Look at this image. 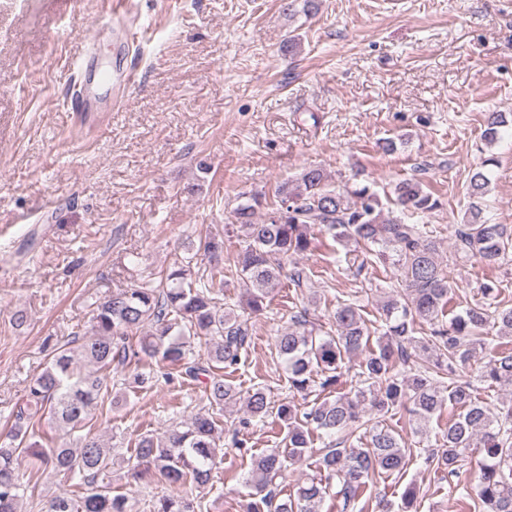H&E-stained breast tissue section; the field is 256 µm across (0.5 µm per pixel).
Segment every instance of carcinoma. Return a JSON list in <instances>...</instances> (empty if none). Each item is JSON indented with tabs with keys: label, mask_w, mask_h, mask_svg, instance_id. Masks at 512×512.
I'll use <instances>...</instances> for the list:
<instances>
[{
	"label": "carcinoma",
	"mask_w": 512,
	"mask_h": 512,
	"mask_svg": "<svg viewBox=\"0 0 512 512\" xmlns=\"http://www.w3.org/2000/svg\"><path fill=\"white\" fill-rule=\"evenodd\" d=\"M506 123L505 115L490 114L484 140L494 143ZM494 163L492 157L485 159L469 176L471 205L466 228L456 231L454 249L460 258L475 257L490 266L503 264L512 250V227L493 224L483 213L490 185L485 167ZM235 201L238 249L231 257L220 258L224 238L206 230L199 246L210 258L209 267L202 270L178 259L158 279L94 302L91 329L73 332V340L56 348L32 378L23 410L0 440V512H20L15 462L23 454L74 481L71 494L53 497L47 512H133L129 498L112 494L111 482L102 480L116 464L112 445L83 433L92 426L94 410L116 402L110 383L114 365L131 368V383L137 387L161 379H203L209 409L169 429L162 440L151 435L136 439L128 475L170 487L209 484L221 412L240 398L224 382V370L239 364L251 336L247 320L224 307L214 281L224 279L226 270L234 272L246 288L244 309L259 313L280 282L285 261L317 247L329 250L333 242L394 258L397 286L377 308L381 335L376 338L363 308L346 301L333 312L335 333L318 328L303 310L276 336L275 354L291 392L305 400L317 389L326 397L309 409L293 400L279 405L277 417L287 428L283 447L251 455L245 485L253 502L247 512H321L332 480L348 509L369 480L402 471L411 455L385 417L406 413L412 434L422 438L449 406L455 414L443 443L428 450L425 463L456 475L465 453L478 449L480 471L465 498L478 512H512V403L492 404L471 382L457 379L477 350L488 347L481 381L512 395V307L492 305L499 288L488 281L480 285L482 300L443 321L451 300L450 271L427 226L412 221L436 210L439 199L421 180L403 179L389 198L401 216H388L373 186L336 187L323 168L310 166L268 194L239 195ZM319 231L330 240L317 237ZM423 324L431 326L430 333L414 336ZM201 336L215 339L202 354L192 346ZM358 356L356 386L343 393L338 390L342 370ZM152 360L166 371L141 370L143 362ZM244 403L252 419H264L271 409L261 388L247 392ZM314 430L328 439L319 461L324 478L308 479L294 497L273 504L276 479L288 465L305 460ZM154 512H195V507L165 495Z\"/></svg>",
	"instance_id": "obj_1"
}]
</instances>
